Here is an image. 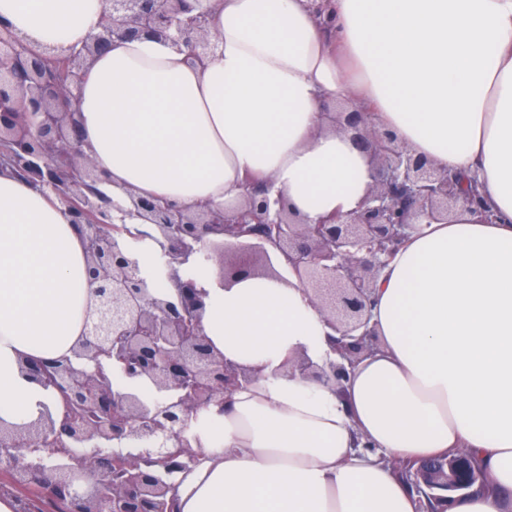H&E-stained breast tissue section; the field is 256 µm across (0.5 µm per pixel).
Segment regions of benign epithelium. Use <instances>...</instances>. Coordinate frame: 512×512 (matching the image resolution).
Returning a JSON list of instances; mask_svg holds the SVG:
<instances>
[{
	"mask_svg": "<svg viewBox=\"0 0 512 512\" xmlns=\"http://www.w3.org/2000/svg\"><path fill=\"white\" fill-rule=\"evenodd\" d=\"M167 40L203 61L214 47L211 13L191 0H105L99 30L59 57L38 52L0 28V168L56 194L86 243L87 282L95 316L75 360L25 362L28 374L60 398L34 423L0 422V447L24 449L7 459L16 479L34 484L64 512H177L180 478L198 464L190 423L212 404L251 381L224 360L204 334L205 291L183 272L189 260L219 255L220 280L273 271L269 248L283 254L313 291L325 321L340 337L333 351L353 363L373 348L367 328L374 282L411 221L446 216L464 204L486 213L479 192L460 195L455 175L413 154L389 133L372 129L369 113H336V129L373 160V185L360 207L302 224L270 200L266 186L248 185L232 212L209 204L186 210L171 201L130 196L133 212L156 226L162 270L174 292L160 294L142 275L136 250L110 232L112 211H129L99 188L77 119L83 70L119 40ZM237 241L224 242V236ZM301 374L339 385L348 371L308 362ZM149 386L155 397L138 389ZM421 512H448L455 494L479 480L464 452L398 464Z\"/></svg>",
	"mask_w": 512,
	"mask_h": 512,
	"instance_id": "benign-epithelium-1",
	"label": "benign epithelium"
}]
</instances>
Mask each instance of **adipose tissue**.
<instances>
[{"label": "adipose tissue", "instance_id": "1", "mask_svg": "<svg viewBox=\"0 0 512 512\" xmlns=\"http://www.w3.org/2000/svg\"><path fill=\"white\" fill-rule=\"evenodd\" d=\"M204 63L164 42H114L84 70V150L104 189L236 208L248 183L314 224L358 209L370 156L338 131L350 99L439 169L476 177L495 216L411 225L375 282L378 345L342 385L331 333L281 254L274 274L206 289L203 330L252 380L191 422L202 457L179 512H419L393 464L463 450L483 490L451 512H512V0H203ZM103 0H0L33 49L81 46ZM64 38H57V31ZM86 249L52 192L0 172V421L54 408L25 361L72 357L91 318ZM301 374L315 378L319 381L340 385L347 378L348 371L343 364L332 363L329 370L314 368L309 362L302 361L298 364Z\"/></svg>", "mask_w": 512, "mask_h": 512}]
</instances>
